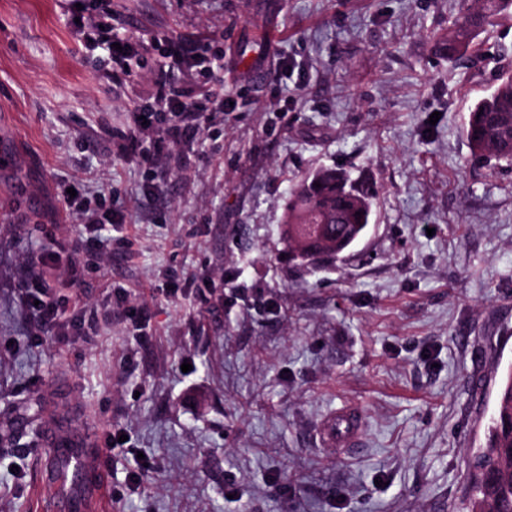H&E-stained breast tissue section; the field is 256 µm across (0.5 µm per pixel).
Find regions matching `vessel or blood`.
<instances>
[{"mask_svg":"<svg viewBox=\"0 0 512 512\" xmlns=\"http://www.w3.org/2000/svg\"><path fill=\"white\" fill-rule=\"evenodd\" d=\"M361 427V416L353 408L337 410L324 425L328 446L339 450L354 447ZM43 442L49 447L53 465L41 476L51 487L44 503L45 512H107L110 489L88 463L91 442L76 424L48 427Z\"/></svg>","mask_w":512,"mask_h":512,"instance_id":"b4317fda","label":"vessel or blood"}]
</instances>
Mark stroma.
<instances>
[{"label":"stroma","instance_id":"35a3bbf8","mask_svg":"<svg viewBox=\"0 0 512 512\" xmlns=\"http://www.w3.org/2000/svg\"><path fill=\"white\" fill-rule=\"evenodd\" d=\"M463 3L112 0L113 27L149 39L118 85L68 0H0V512H41L32 426L56 412L79 419L110 486L135 467L113 433L152 458L111 512H467L512 369V167L476 161L461 127L512 67V14L451 61L432 41ZM177 36L224 68L168 80H223L230 109L159 182L99 124L151 103ZM321 166L370 173L379 200L350 261L296 268L278 224ZM68 185L123 203L132 245L83 252L85 290L128 289L152 311L145 335H28L19 264L67 223ZM350 406L358 448L338 452L322 426Z\"/></svg>","mask_w":512,"mask_h":512}]
</instances>
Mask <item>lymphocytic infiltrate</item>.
I'll return each mask as SVG.
<instances>
[{"mask_svg": "<svg viewBox=\"0 0 512 512\" xmlns=\"http://www.w3.org/2000/svg\"><path fill=\"white\" fill-rule=\"evenodd\" d=\"M112 12L108 0H99L96 12L81 17L76 31L82 37L96 39L106 50L115 76L133 78L127 66L144 41L134 35H121L110 31ZM154 106L145 112H132L126 129L113 131L102 126L104 135H117L123 156L140 157L154 177L163 179L176 161L172 146L195 142L209 127L215 109L224 106L223 83H203L188 93L187 99L174 95L166 80H159L153 98ZM65 210L76 233L60 232L54 246L36 251L30 265L22 267L15 299L23 311L30 335L77 336L89 343L98 334V325L111 321L112 309L102 304L89 314L76 315L82 307L80 290L85 282L86 267L81 263L79 249H65L70 236H77L81 243L103 246L106 225H120L125 216L120 208L104 209L101 198L77 194L64 200ZM62 277L66 292H57L51 285L55 277Z\"/></svg>", "mask_w": 512, "mask_h": 512, "instance_id": "lymphocytic-infiltrate-1", "label": "lymphocytic infiltrate"}]
</instances>
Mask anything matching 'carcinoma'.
Listing matches in <instances>:
<instances>
[{"mask_svg":"<svg viewBox=\"0 0 512 512\" xmlns=\"http://www.w3.org/2000/svg\"><path fill=\"white\" fill-rule=\"evenodd\" d=\"M509 11L512 0H472L437 41L438 52L450 59L463 55L495 17ZM462 135L475 158L512 164V69L501 70L492 92L470 107ZM364 182L345 170L321 167L292 184L282 214L289 261L309 267L319 259L334 266L337 252L359 243L376 206L375 192L363 190ZM470 512H512V370L475 456Z\"/></svg>","mask_w":512,"mask_h":512,"instance_id":"obj_1","label":"carcinoma"}]
</instances>
